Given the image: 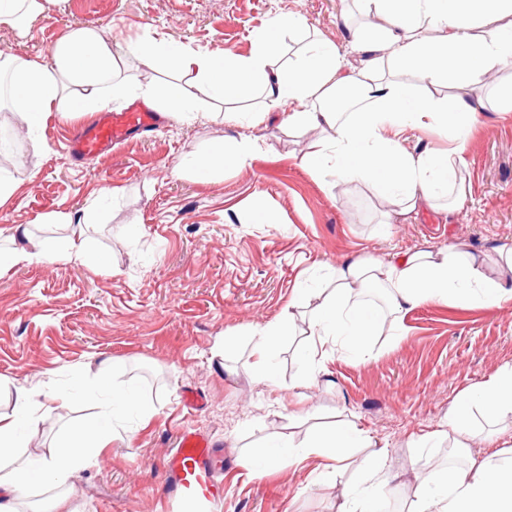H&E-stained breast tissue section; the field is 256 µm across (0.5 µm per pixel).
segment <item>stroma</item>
<instances>
[{
	"instance_id": "obj_1",
	"label": "stroma",
	"mask_w": 512,
	"mask_h": 512,
	"mask_svg": "<svg viewBox=\"0 0 512 512\" xmlns=\"http://www.w3.org/2000/svg\"><path fill=\"white\" fill-rule=\"evenodd\" d=\"M297 13L302 32L284 36L274 57L287 66L309 38L348 51V24L364 25L353 0H52L28 36L0 27V56L50 63L54 43L76 26L103 28L112 46L162 37L188 50L245 54L275 13ZM351 23H344L343 13ZM199 112L186 121L133 133L112 152L79 157L69 140L95 113L49 117L30 126L9 109L23 165L1 172L17 185L0 204V247L49 240L55 260L0 270V415L15 411L17 390L51 392L54 404L23 434L36 458L65 446L69 423L95 418L104 393L93 380L103 360L114 383L156 407L115 424L112 443L69 482L72 512H164L166 459L179 429L209 435L221 454L217 478L224 512H337L344 491L396 499L407 512L411 488L458 458L433 438L458 395L512 364V301L497 308L427 303L410 310L402 332L383 326L364 353L342 351L308 386L293 388L304 357L308 289L337 265L426 242L487 252L497 275L498 247L512 246V112L481 117L466 150L464 202L449 223L434 214L378 235L385 202L355 182L336 189L303 164L321 140L316 129L271 117L257 122L260 97L236 100V121L210 87L192 85ZM247 139L255 157L201 177L177 172L182 158L215 142ZM103 188L116 196L103 197ZM96 207L85 227L89 251L69 255V220ZM293 318L272 362V387L250 370V333ZM236 337L225 349V337ZM346 420L384 451L391 485L360 481L366 449L343 465L312 458L259 469L255 451L280 436L303 444L310 424ZM512 430L474 411L470 457H495Z\"/></svg>"
}]
</instances>
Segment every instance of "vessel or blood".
Returning <instances> with one entry per match:
<instances>
[{
    "label": "vessel or blood",
    "mask_w": 512,
    "mask_h": 512,
    "mask_svg": "<svg viewBox=\"0 0 512 512\" xmlns=\"http://www.w3.org/2000/svg\"><path fill=\"white\" fill-rule=\"evenodd\" d=\"M157 124L153 112L129 109L104 113L86 132L70 140L68 147L77 155L101 153L124 141L133 130L150 129ZM170 483L166 501L176 503L181 512H222L224 502L217 493L216 450L205 435L185 431L167 460Z\"/></svg>",
    "instance_id": "obj_1"
}]
</instances>
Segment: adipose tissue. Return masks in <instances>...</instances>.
Segmentation results:
<instances>
[{
	"instance_id": "obj_1",
	"label": "adipose tissue",
	"mask_w": 512,
	"mask_h": 512,
	"mask_svg": "<svg viewBox=\"0 0 512 512\" xmlns=\"http://www.w3.org/2000/svg\"><path fill=\"white\" fill-rule=\"evenodd\" d=\"M371 27L354 31L365 40L370 59L347 57L332 43L314 40L287 67L273 68L279 37L303 28L302 16L277 13L268 18L247 54L218 56L171 49L164 40L131 42L125 57L164 65L173 74L164 94L142 89L143 103L172 117L191 111L181 80L192 77L226 98L259 94L261 117L277 115L282 123L322 130L327 147L305 157L308 166L339 188L362 180L374 185L389 210L386 221L399 224L423 212L445 215L460 204V167L466 145L481 112L469 102L479 90L502 112L512 111V82L493 75L512 61V0H357ZM123 59L112 51V38L97 28L78 26L59 38L52 65L29 58L0 57V77L8 78L11 109L58 113L100 112L130 88L121 75ZM357 88L350 112L330 105L339 85ZM448 87L440 95V87ZM438 126L449 132L454 148L438 155L405 149L410 129ZM255 147L242 141L233 150L215 144L205 155L186 158L183 171H208L224 163H248ZM314 295L318 305L308 326L311 368L299 378L306 386L321 373L335 351H363L382 321L393 331L425 303H465L478 297L488 308L512 301V287L489 277L480 255L455 246L396 251L381 258H357L336 268ZM283 320L256 330L254 373L275 384L269 361L273 346L291 335ZM102 420L71 425L70 447L40 459L26 456V442L16 432V417L0 416V512H18L20 501L44 494L55 506L67 500V483L112 442L109 427L134 401L128 390H110ZM480 403L491 416L512 415V366L498 368L474 393L457 399L439 433L452 447H468L471 405ZM371 441L345 423L308 434V454L330 450V458L346 460L350 449ZM409 512H512V453L507 457L470 461L465 467L440 471L418 482Z\"/></svg>"
}]
</instances>
